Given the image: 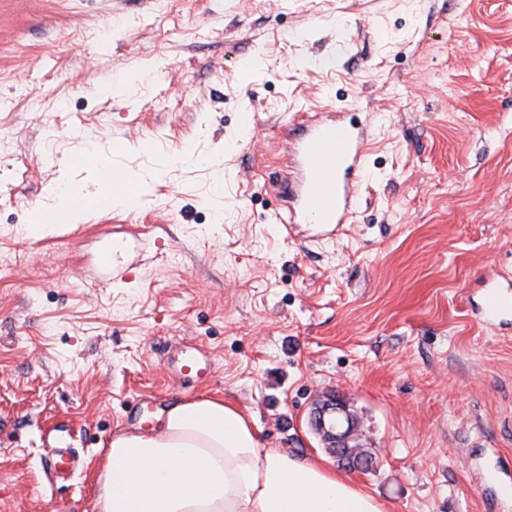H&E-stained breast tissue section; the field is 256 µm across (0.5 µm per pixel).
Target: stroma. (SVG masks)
Masks as SVG:
<instances>
[{
  "mask_svg": "<svg viewBox=\"0 0 512 512\" xmlns=\"http://www.w3.org/2000/svg\"><path fill=\"white\" fill-rule=\"evenodd\" d=\"M326 107L373 124L359 211L288 235L283 129ZM86 147L143 177L134 215L25 234L57 180L95 190ZM1 224L0 512H95L112 435L182 400L336 468L310 426L330 393L376 460L344 476L388 512H512L477 474L512 467V326L481 320L512 280V0H0ZM184 346L208 382L168 372ZM72 439L70 434L68 437H60L57 440L58 446L53 448L52 454L46 460L47 465L55 472L68 476L73 475L78 468V459L70 450Z\"/></svg>",
  "mask_w": 512,
  "mask_h": 512,
  "instance_id": "1",
  "label": "stroma"
}]
</instances>
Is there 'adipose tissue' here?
<instances>
[{
    "instance_id": "1",
    "label": "adipose tissue",
    "mask_w": 512,
    "mask_h": 512,
    "mask_svg": "<svg viewBox=\"0 0 512 512\" xmlns=\"http://www.w3.org/2000/svg\"><path fill=\"white\" fill-rule=\"evenodd\" d=\"M96 512H385L317 461L263 447L217 398L172 405L158 430L113 435Z\"/></svg>"
}]
</instances>
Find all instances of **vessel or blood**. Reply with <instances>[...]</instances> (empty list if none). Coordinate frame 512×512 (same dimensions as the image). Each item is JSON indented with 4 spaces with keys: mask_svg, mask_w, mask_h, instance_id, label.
<instances>
[{
    "mask_svg": "<svg viewBox=\"0 0 512 512\" xmlns=\"http://www.w3.org/2000/svg\"><path fill=\"white\" fill-rule=\"evenodd\" d=\"M369 132L365 119L346 121L325 112L310 113L300 132L288 138V160L279 182L282 205L276 222L287 230L312 222L324 238L353 223ZM483 313L490 325L512 317V294L491 288L485 295ZM173 370L182 378L203 382L213 374L214 364L204 355L184 352ZM70 447V438H59L47 465L55 472L73 475L78 460Z\"/></svg>",
    "mask_w": 512,
    "mask_h": 512,
    "instance_id": "obj_1",
    "label": "vessel or blood"
}]
</instances>
